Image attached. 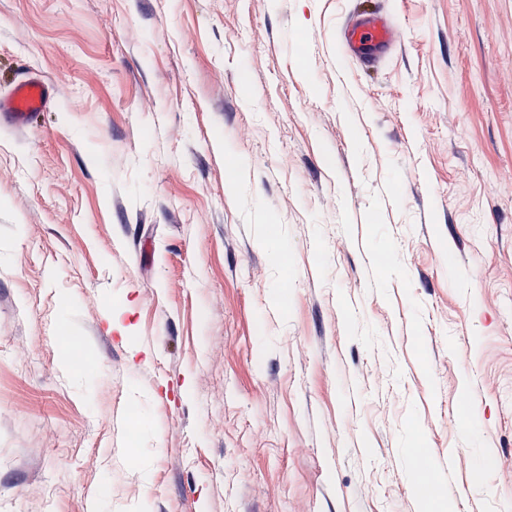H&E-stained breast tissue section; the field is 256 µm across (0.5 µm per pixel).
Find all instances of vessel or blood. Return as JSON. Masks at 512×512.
<instances>
[{"instance_id":"b4317fda","label":"vessel or blood","mask_w":512,"mask_h":512,"mask_svg":"<svg viewBox=\"0 0 512 512\" xmlns=\"http://www.w3.org/2000/svg\"><path fill=\"white\" fill-rule=\"evenodd\" d=\"M398 38L396 27L383 14L358 12L348 17L339 32L344 53L363 68L376 67L390 55ZM58 90L38 77L16 83L7 96L0 98V124L17 129L31 126L34 117L47 110Z\"/></svg>"}]
</instances>
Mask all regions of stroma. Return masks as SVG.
Here are the masks:
<instances>
[{
	"label": "stroma",
	"instance_id": "35a3bbf8",
	"mask_svg": "<svg viewBox=\"0 0 512 512\" xmlns=\"http://www.w3.org/2000/svg\"><path fill=\"white\" fill-rule=\"evenodd\" d=\"M357 2L0 0V512H512V0ZM397 28L381 13L358 12L348 17L339 32L344 53L363 68L372 69L390 55ZM58 90L38 77L31 76L16 83L6 97L0 98V125L17 129L31 126L39 112L47 110Z\"/></svg>",
	"mask_w": 512,
	"mask_h": 512
}]
</instances>
